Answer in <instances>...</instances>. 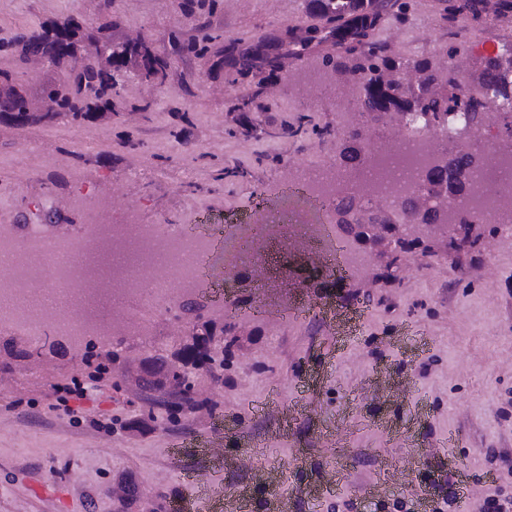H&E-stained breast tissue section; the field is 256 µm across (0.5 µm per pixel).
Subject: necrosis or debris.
I'll return each mask as SVG.
<instances>
[{"label":"necrosis or debris","mask_w":512,"mask_h":512,"mask_svg":"<svg viewBox=\"0 0 512 512\" xmlns=\"http://www.w3.org/2000/svg\"><path fill=\"white\" fill-rule=\"evenodd\" d=\"M496 142V133L489 129L480 140L459 145V153L480 151L491 161L473 173L474 191L450 197L447 208L471 209L487 224H511L512 165L493 161ZM439 144L412 126L402 140L368 145L347 163L337 159L334 149L316 147L313 163L287 170V183L302 185L304 195L279 190L266 194L255 214L247 208L224 214L201 211L191 225L175 226L167 217L141 224L130 212L117 223L103 224L94 212L88 221L95 225V234L80 249L78 260L66 267L43 260L45 238L39 233L23 241L0 236V325L22 329L35 343L50 322L64 327L69 336L146 334L145 325L126 313L129 303L164 313L188 290L205 294L206 283L191 259L202 247L205 224L222 228L225 258L263 288L291 279L289 257L296 252L318 269L335 255L350 269H359L357 251L337 250L331 232L341 185H354L388 208L414 215L423 203L422 162Z\"/></svg>","instance_id":"necrosis-or-debris-1"}]
</instances>
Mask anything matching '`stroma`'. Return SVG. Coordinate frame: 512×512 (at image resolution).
<instances>
[{"mask_svg":"<svg viewBox=\"0 0 512 512\" xmlns=\"http://www.w3.org/2000/svg\"><path fill=\"white\" fill-rule=\"evenodd\" d=\"M305 17L304 0H0V72L21 84L37 74L20 59L19 35L66 19L83 28L114 23L119 36H151L158 53L175 57L160 88L115 72L103 118L23 129L0 123V217L20 208L45 233L81 236L88 224L77 208L97 186L107 219L120 216L112 204L116 186L144 224L163 214L186 219L199 208L235 207L255 190L278 189L284 160L302 158L313 137L245 138L228 124V113L268 110L280 130L301 115L332 123L336 114L326 95L308 93L298 60L240 73L225 67L222 50L274 37ZM202 21L209 24L206 51L174 54V42ZM49 208L57 221H44ZM310 294L295 282L274 289L260 317V289H236L221 313L237 322L246 346L225 357L222 385L202 370L194 378L201 397L215 403L213 416L189 413L175 425L158 409L142 438L125 429L144 414L126 365H113L111 380L84 400L86 416L70 420L44 406L53 386L87 377L80 350L57 334L34 356L13 361L0 372V512H167L168 502L194 497L198 486L224 495L252 482L247 457L254 444L279 470L295 512H331L305 488L331 478L342 453L347 512H381L398 500L409 512H420L424 501L436 505L435 485L450 479L452 462L471 475L472 504L491 488L512 494V224L474 225L463 248L443 246L431 257L416 248L391 270L369 259L335 291L342 310H368L344 342L312 319L274 330L278 313ZM138 314L149 324L146 335L117 348L101 339L98 351L116 348L134 361L181 345L182 334L171 330L179 309ZM377 365L405 390L362 398L361 383ZM308 374L318 384L306 392ZM272 387L283 400L301 396L309 404L308 416L285 433L277 416L248 407ZM375 417L389 420L396 437L362 428ZM339 426L350 431L342 450L331 438ZM447 435L454 447H438ZM175 438L189 441L178 460L168 456ZM225 456L239 465L213 470V460ZM389 457L400 473L375 486ZM187 468L196 484L184 480Z\"/></svg>","mask_w":512,"mask_h":512,"instance_id":"1","label":"stroma"}]
</instances>
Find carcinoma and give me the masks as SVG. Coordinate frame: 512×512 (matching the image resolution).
Instances as JSON below:
<instances>
[{"mask_svg": "<svg viewBox=\"0 0 512 512\" xmlns=\"http://www.w3.org/2000/svg\"><path fill=\"white\" fill-rule=\"evenodd\" d=\"M438 22L439 36L436 52L453 60L458 42L469 43L490 30L512 33V0H429ZM424 7L423 0H306L307 11L321 17V26H290L278 38L258 39L245 48L230 45L224 48V64L239 71L250 72L278 68L281 58L302 59L306 55L320 56L319 48L330 45L338 51L336 58L325 57V65H332L347 81L356 83L359 100L367 108L365 126L350 137L336 140L343 155L358 156L363 147L367 125L379 112L396 110L419 112L424 123L443 129L454 120V114L465 115V125L472 129L485 127L490 119L486 102L497 98L504 104L495 121L512 138V52H500L494 56H482L475 60L466 81L461 82L454 68H440L432 55L406 56L387 36V26L397 29L408 23L410 16ZM83 39L94 52H107L118 61V68L139 73L145 80L164 84L173 65L168 55L152 49V41L144 36L131 41L120 38L107 24L80 33V27L64 21L54 25L51 32L42 36H29L23 43L21 56L27 59L32 53H40L59 66L62 59L73 63L66 85L47 83L41 93L44 108L32 112L28 99L17 90L14 79L0 73V122L6 121L18 128L53 126L71 115L95 120L98 112H79V105L89 99H97L112 89V76L102 75L96 66V58L88 55L79 58L77 39ZM417 72L419 78L411 84L399 81L387 83L388 73ZM488 164L481 153L466 156L444 154L423 177L427 194L443 192L462 193L468 188L469 175L474 169ZM337 224L353 242L369 246L386 257V268L398 266L401 255L413 246H423L422 253L430 247L427 241L458 246V241L469 238L475 216L468 210L452 213L428 208L419 213V228L424 235L415 236L410 242H401L388 231H379L375 225L382 222L393 225L391 220H379L377 212L352 201L337 207ZM212 304L193 294L183 302L182 309L193 316L187 332L196 341L186 344L169 355H147L139 359L142 366L136 385L149 408L165 404L173 419L195 408L198 399L190 381L188 367L204 369L215 383L224 382V352L238 345L236 325L221 323L219 332L229 341L214 340L210 333L201 331L213 326L216 319L209 315Z\"/></svg>", "mask_w": 512, "mask_h": 512, "instance_id": "1", "label": "carcinoma"}]
</instances>
